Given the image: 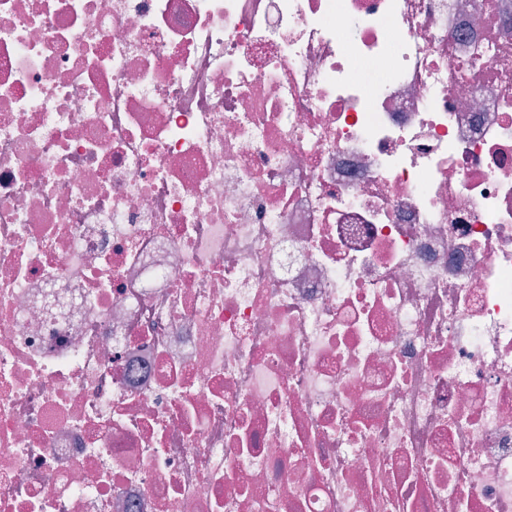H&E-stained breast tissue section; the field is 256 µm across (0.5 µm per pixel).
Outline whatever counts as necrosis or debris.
<instances>
[{
  "label": "necrosis or debris",
  "mask_w": 512,
  "mask_h": 512,
  "mask_svg": "<svg viewBox=\"0 0 512 512\" xmlns=\"http://www.w3.org/2000/svg\"><path fill=\"white\" fill-rule=\"evenodd\" d=\"M0 512H512V0H0Z\"/></svg>",
  "instance_id": "1"
}]
</instances>
